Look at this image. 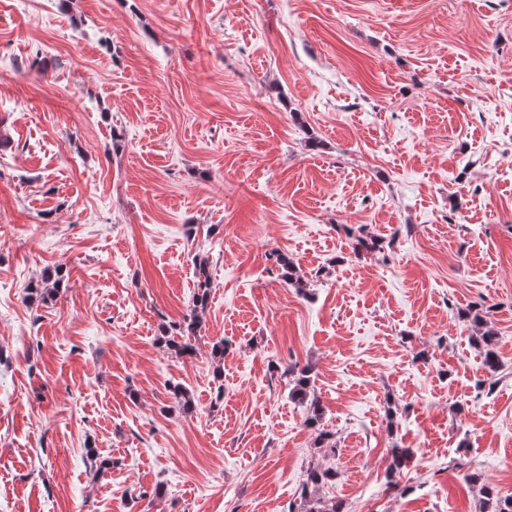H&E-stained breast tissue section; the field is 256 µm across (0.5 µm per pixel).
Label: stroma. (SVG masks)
<instances>
[{
	"label": "stroma",
	"mask_w": 512,
	"mask_h": 512,
	"mask_svg": "<svg viewBox=\"0 0 512 512\" xmlns=\"http://www.w3.org/2000/svg\"><path fill=\"white\" fill-rule=\"evenodd\" d=\"M0 133V512H299L317 466L345 512L512 495V0H0ZM271 255L274 257L276 264L282 270V276L289 285L297 288L301 292L305 291L306 288L309 287L308 280L300 273L296 265L290 261L286 255L279 251H274ZM196 287L192 295L190 310L184 315L182 322H175L166 327L165 345L178 356H193L194 346L189 342L190 337H196L201 325V315L205 312L210 300L211 273L206 257L196 259ZM170 333V334H168ZM170 335V336H168ZM185 338V340H182ZM66 276L63 272L62 267H57L54 269V272H47L41 276V278L37 281H31L27 290L29 295L35 296V299H39V301H46L49 298L55 297L60 288H63L64 281ZM490 308L485 303L479 302L468 305L466 309L458 313L459 318L471 328L472 336L470 339L480 352L486 371L491 377L489 380H483L484 387L488 381V391L492 390L495 384L493 378L500 367L498 333L488 320ZM312 367L304 366L299 369L296 365H288L284 374L288 375L290 388L289 396L298 406L305 407L306 417L304 423L316 433L315 447L324 449L327 454L336 452V446L332 442L333 434L321 429L324 411L320 402L314 395L312 386ZM414 453L410 448L391 449L389 464L386 468V481L387 485L392 488L399 487V478L403 470L413 460ZM473 489L477 488L481 499L480 512H512V495L500 496L499 492L482 479V475L471 472L465 476Z\"/></svg>",
	"instance_id": "stroma-1"
}]
</instances>
